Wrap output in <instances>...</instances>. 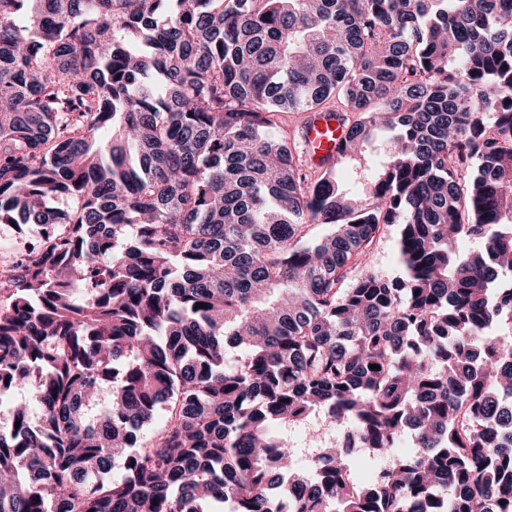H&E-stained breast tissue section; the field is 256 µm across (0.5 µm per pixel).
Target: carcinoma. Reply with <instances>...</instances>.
Instances as JSON below:
<instances>
[{
    "mask_svg": "<svg viewBox=\"0 0 512 512\" xmlns=\"http://www.w3.org/2000/svg\"><path fill=\"white\" fill-rule=\"evenodd\" d=\"M11 222L0 512H512V0H0ZM316 412L416 453L299 468ZM305 137L312 158L319 161L336 153L343 139V132L335 119L318 116L308 127ZM40 226L36 224H21V229H17L14 227L10 233L1 237L0 233V242L7 243L11 249L0 250V265H7L9 262V258L12 255V250L22 249L24 245H26L32 237H35L39 234ZM372 269L379 274L394 275L400 270L396 246V233L393 228L386 231L377 241L373 250ZM326 428L319 417L313 418L309 428L302 425L297 428L288 429V435L297 448H306L309 444L315 443L314 436L318 440L327 437ZM404 444L401 442L399 448H392L391 454L388 456H382L379 458V467L376 469V456H373L369 453H358L353 456L355 463V476L361 482H368L374 475L378 476L379 473L383 472L386 467L390 466L394 460L400 459L405 455H393L399 451L404 452L406 448L403 447Z\"/></svg>",
    "mask_w": 512,
    "mask_h": 512,
    "instance_id": "obj_1",
    "label": "carcinoma"
}]
</instances>
